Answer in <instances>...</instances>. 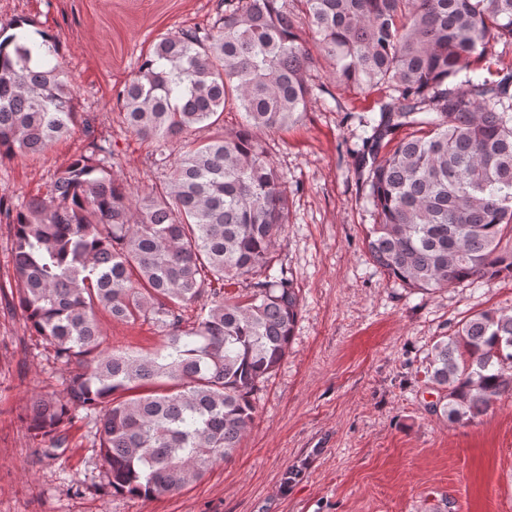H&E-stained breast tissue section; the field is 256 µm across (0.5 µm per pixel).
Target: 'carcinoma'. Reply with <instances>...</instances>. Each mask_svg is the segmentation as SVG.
<instances>
[{
  "label": "carcinoma",
  "mask_w": 512,
  "mask_h": 512,
  "mask_svg": "<svg viewBox=\"0 0 512 512\" xmlns=\"http://www.w3.org/2000/svg\"><path fill=\"white\" fill-rule=\"evenodd\" d=\"M224 0L205 31L164 36L116 100L142 138L215 126L226 103L244 130L187 147L168 179L134 194L112 172V144L94 142L48 194L21 204L0 195L11 227L16 299L30 332L70 375L61 393H34L19 414L42 452L65 456L78 411L94 422L106 493L138 499L179 491L230 460L256 420L254 393L288 354L299 299L273 273L288 224L282 175L258 131L297 122L313 94L314 56L341 81L387 86L364 139V245L375 266L426 293L512 279V73L461 76L492 42L512 45V0ZM55 44L24 32L0 41V161L36 155L75 122ZM413 132L385 156L383 141ZM248 282L249 293L229 288ZM208 301L201 304L202 297ZM200 304L196 320L183 310ZM148 323L152 353L101 347L97 310ZM429 411L470 425L512 397V308H489L437 337Z\"/></svg>",
  "instance_id": "1"
}]
</instances>
